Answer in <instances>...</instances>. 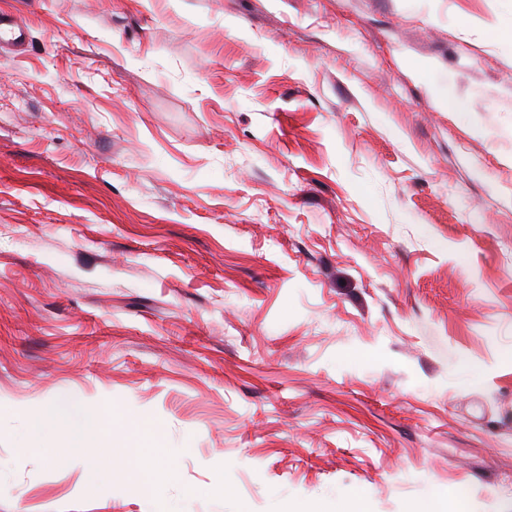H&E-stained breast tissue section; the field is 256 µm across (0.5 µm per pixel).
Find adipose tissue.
<instances>
[{
	"label": "adipose tissue",
	"instance_id": "obj_1",
	"mask_svg": "<svg viewBox=\"0 0 512 512\" xmlns=\"http://www.w3.org/2000/svg\"><path fill=\"white\" fill-rule=\"evenodd\" d=\"M106 418V413L100 409L67 401H47L31 414L18 437L19 446L55 462L69 461L81 457L90 435L101 430ZM50 426L67 431L65 446H56L49 440L46 429Z\"/></svg>",
	"mask_w": 512,
	"mask_h": 512
}]
</instances>
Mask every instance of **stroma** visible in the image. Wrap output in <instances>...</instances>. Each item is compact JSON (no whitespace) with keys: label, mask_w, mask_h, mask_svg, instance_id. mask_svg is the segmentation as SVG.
Listing matches in <instances>:
<instances>
[{"label":"stroma","mask_w":512,"mask_h":512,"mask_svg":"<svg viewBox=\"0 0 512 512\" xmlns=\"http://www.w3.org/2000/svg\"><path fill=\"white\" fill-rule=\"evenodd\" d=\"M0 10V512H512V0ZM109 418L103 410L77 406L67 401H46L30 416L18 437L19 448L55 462L80 458L90 435L102 429ZM48 426L62 427L68 433L63 447L54 445L46 434ZM123 465L139 474L142 487L148 491L154 490L160 481L159 472L148 460L136 450H129L122 458Z\"/></svg>","instance_id":"1"}]
</instances>
